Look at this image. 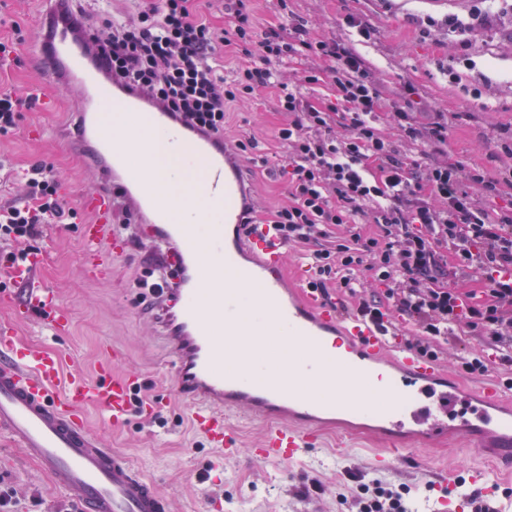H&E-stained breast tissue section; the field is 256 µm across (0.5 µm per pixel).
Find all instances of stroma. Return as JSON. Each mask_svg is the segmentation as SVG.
Masks as SVG:
<instances>
[{
    "instance_id": "1",
    "label": "stroma",
    "mask_w": 512,
    "mask_h": 512,
    "mask_svg": "<svg viewBox=\"0 0 512 512\" xmlns=\"http://www.w3.org/2000/svg\"><path fill=\"white\" fill-rule=\"evenodd\" d=\"M476 7L488 13L487 26L464 33L449 28V15L463 17ZM45 8L44 0H0L5 21L0 38H12L15 23L24 38L17 59L0 67V82L42 89L17 128L0 133V159L17 175L37 161L53 166L60 193L70 202L100 177L81 151L80 103L71 89L47 79L32 40ZM250 8L257 34L295 15L304 21L309 40L334 41L357 53L375 77L384 106L411 85L422 96L420 124L443 113L451 128L448 139L422 150L382 122L401 155L424 167L443 159L467 171L483 168L496 176L512 171V155L501 149L512 137V5L507 0H251ZM350 13L373 28L371 40H361L347 27L344 18ZM283 121L269 93L241 99L226 114L225 138H255L267 159L260 167H242L250 204L262 213L287 199L286 150L275 139ZM35 246L45 256L38 278L68 309L72 328L58 339L33 318L18 326L19 342L65 349L72 357L65 371L77 368L91 378L98 363L118 355L117 372L135 379L142 398L167 399L158 416L139 415L119 428L108 426L96 407L85 408L83 416L94 436L126 454L169 499L172 512H350L358 483L373 479L409 486L412 512H434L436 498L444 493L431 483L434 472H446L455 490L469 494L468 476L476 467L490 476L489 497L498 512H512V477H506L491 450L468 446L455 433L446 442L420 452L407 450L378 467L372 457L380 443L370 432L325 427L317 446L298 459L259 461L254 450L263 422L235 417L231 423L239 449L236 456L223 457L193 430V407L173 388L155 311L137 286L156 271V250L144 241H128L111 276L93 281L81 270L79 225L50 226ZM483 346L482 336L462 331L440 340L439 358L455 379L472 385L476 379L461 368L458 357ZM7 491L12 500L0 512H78L23 449L0 437V494Z\"/></svg>"
}]
</instances>
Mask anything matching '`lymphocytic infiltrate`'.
Returning a JSON list of instances; mask_svg holds the SVG:
<instances>
[{
	"label": "lymphocytic infiltrate",
	"instance_id": "f902f5d3",
	"mask_svg": "<svg viewBox=\"0 0 512 512\" xmlns=\"http://www.w3.org/2000/svg\"><path fill=\"white\" fill-rule=\"evenodd\" d=\"M304 26L278 27L255 37L247 0H235L224 25L200 12L196 0H144L130 21L104 19L92 40L111 75L129 80L185 121L223 133L226 109L239 99L274 92L288 117L276 138L288 153V201L271 211L285 242L309 245L316 278L325 288L359 296V313L380 319L399 312L421 334L412 341L433 353L436 337L465 328L489 339L494 352L512 353V176L482 169L461 178L459 166L434 162L423 176L380 132L378 86L363 60L348 48L303 39ZM237 60V77L226 83L217 61ZM330 59L325 72L306 71L304 83L329 82L333 100L315 104L283 81L275 62L302 54ZM417 89L405 87L391 118L404 136L422 143L445 142L442 115L417 123ZM479 186L490 203L475 205L464 182ZM25 198L0 204V265L14 266L32 253V243L52 224L76 218L58 194L51 166L37 162L23 179ZM371 216L377 232L364 236L359 217ZM345 225L348 243L330 239V226ZM459 271H474L480 300L466 302L449 287L446 255ZM382 294L367 293L369 284ZM405 486L361 484L354 512H408Z\"/></svg>",
	"mask_w": 512,
	"mask_h": 512
}]
</instances>
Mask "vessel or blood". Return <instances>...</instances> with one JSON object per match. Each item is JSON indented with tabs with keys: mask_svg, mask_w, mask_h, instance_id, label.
I'll use <instances>...</instances> for the list:
<instances>
[{
	"mask_svg": "<svg viewBox=\"0 0 512 512\" xmlns=\"http://www.w3.org/2000/svg\"><path fill=\"white\" fill-rule=\"evenodd\" d=\"M35 42L47 49L49 77L70 81L82 95L78 124L101 175L100 186L77 201L87 215L85 273L102 278L124 254L127 234L115 220L116 202L132 199L130 223L147 226L163 257L153 301L175 387L194 404V423L213 447L235 454L229 419L244 412L265 422L256 459L288 461L317 441L322 425L366 415L383 443L376 464L402 452L407 438L427 447L456 430L476 446L493 436L499 460L512 471L511 384L490 378L473 388L440 387L444 367L409 348L393 328L343 312L338 299L320 291L288 285L286 246L271 226L247 224L246 189L222 135L198 131L111 76L88 34L69 23L49 22ZM158 138L174 161L162 191L146 175ZM183 161L204 173L205 210L185 188ZM42 263L34 253L12 272L27 293L13 320L0 323V435L23 448L82 512H168L154 484L92 437L82 415L98 406L115 427L149 411V404H135V383L111 375L94 381L78 370L63 375V350L16 343L15 323L35 311L52 336L70 330L69 314L33 278ZM248 313L287 339L285 372L266 373L261 339L242 321ZM380 366L390 373L389 399L364 403L357 391L372 389Z\"/></svg>",
	"mask_w": 512,
	"mask_h": 512,
	"instance_id": "obj_1",
	"label": "vessel or blood"
}]
</instances>
